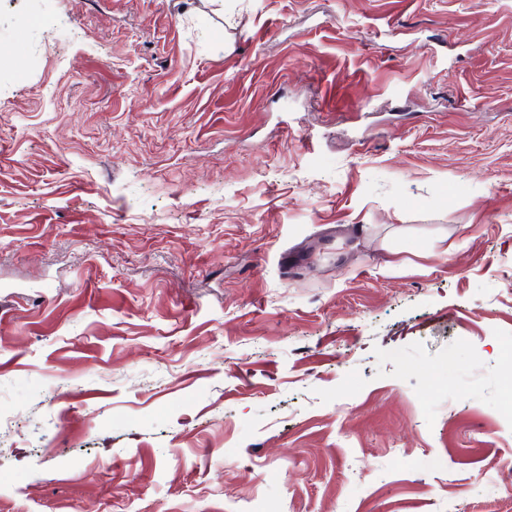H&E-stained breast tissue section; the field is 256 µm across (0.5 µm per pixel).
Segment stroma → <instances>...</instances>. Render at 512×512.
<instances>
[{
    "mask_svg": "<svg viewBox=\"0 0 512 512\" xmlns=\"http://www.w3.org/2000/svg\"><path fill=\"white\" fill-rule=\"evenodd\" d=\"M511 474L512 0H0V512Z\"/></svg>",
    "mask_w": 512,
    "mask_h": 512,
    "instance_id": "obj_1",
    "label": "stroma"
}]
</instances>
